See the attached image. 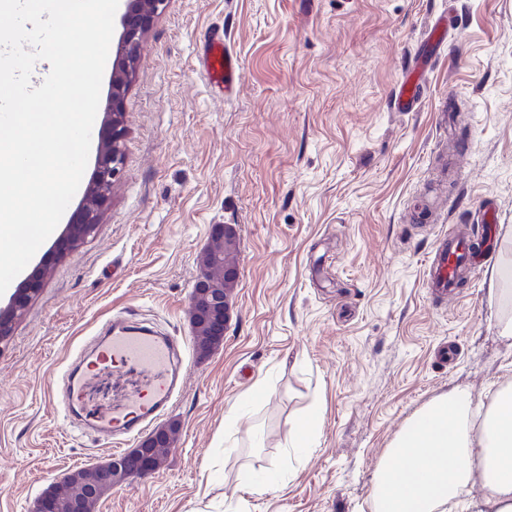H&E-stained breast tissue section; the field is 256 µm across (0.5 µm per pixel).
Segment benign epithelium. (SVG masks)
<instances>
[{
    "label": "benign epithelium",
    "instance_id": "benign-epithelium-1",
    "mask_svg": "<svg viewBox=\"0 0 512 512\" xmlns=\"http://www.w3.org/2000/svg\"><path fill=\"white\" fill-rule=\"evenodd\" d=\"M167 0H127L126 11L120 18L122 28L116 55L117 60L112 69L111 96L108 113L101 131V141L94 178L86 189V203L73 216L67 225L65 234L58 239L54 247L48 251L37 271L29 278L26 291L35 292L40 286V278L44 269L62 257L78 243L91 236L99 222V206L107 199L112 185L120 176L123 166V141L125 127L123 124V103L129 86L133 66L137 59L140 44L159 15ZM210 263L207 250H202L197 257L200 269L195 283L197 290L190 295V306L194 309L195 318L205 319L212 323L215 336L224 339L228 325L232 319V295L226 293H205L200 298L202 289L208 287L205 279V266ZM22 314L21 296H16L11 303L0 309V327L5 329L20 319ZM150 440L144 439L140 447L127 453L123 463L100 464V476L103 483L110 485L119 473L131 478L145 479L152 475L149 464L141 463L142 449L149 446ZM55 507L54 486L47 487L33 502L31 512H50Z\"/></svg>",
    "mask_w": 512,
    "mask_h": 512
}]
</instances>
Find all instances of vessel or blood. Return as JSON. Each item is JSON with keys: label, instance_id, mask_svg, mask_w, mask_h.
Returning <instances> with one entry per match:
<instances>
[{"label": "vessel or blood", "instance_id": "1", "mask_svg": "<svg viewBox=\"0 0 512 512\" xmlns=\"http://www.w3.org/2000/svg\"><path fill=\"white\" fill-rule=\"evenodd\" d=\"M199 71L210 86L232 92L238 62L224 41L223 30L213 31L199 57ZM421 80L416 73L402 74L394 106L409 111L417 104ZM486 253L469 240L451 236L442 240L427 265L426 285L431 295L456 297L457 272L464 266H481ZM112 369L126 390L111 408L87 412L86 397L97 369ZM183 379V359L169 336L131 325L117 318L94 337L90 348L80 350L66 371L64 417L73 433L93 434L114 445L143 434L168 408Z\"/></svg>", "mask_w": 512, "mask_h": 512}]
</instances>
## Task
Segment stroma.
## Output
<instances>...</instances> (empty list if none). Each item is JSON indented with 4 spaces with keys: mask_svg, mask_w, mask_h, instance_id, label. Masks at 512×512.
<instances>
[{
    "mask_svg": "<svg viewBox=\"0 0 512 512\" xmlns=\"http://www.w3.org/2000/svg\"><path fill=\"white\" fill-rule=\"evenodd\" d=\"M440 17L448 33L428 45ZM216 28L240 64L229 96L198 72ZM427 50L418 104L393 111ZM124 124L94 234L0 346V512L110 459L67 432L59 388L115 316L184 343L189 368L165 414L174 449L98 512H372L378 462L418 410L452 390L482 409L512 382V0H168ZM488 208L497 251L455 300L433 298L428 256L448 234L477 238ZM216 224L239 233L240 276L202 357L188 300ZM313 407L302 458L286 439ZM273 468L284 483L253 492Z\"/></svg>",
    "mask_w": 512,
    "mask_h": 512,
    "instance_id": "stroma-1",
    "label": "stroma"
}]
</instances>
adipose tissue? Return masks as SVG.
I'll return each instance as SVG.
<instances>
[{
  "label": "adipose tissue",
  "instance_id": "1",
  "mask_svg": "<svg viewBox=\"0 0 512 512\" xmlns=\"http://www.w3.org/2000/svg\"><path fill=\"white\" fill-rule=\"evenodd\" d=\"M467 395L451 391L420 409L375 474L374 512H470L481 488L493 512H512V384L474 424Z\"/></svg>",
  "mask_w": 512,
  "mask_h": 512
}]
</instances>
